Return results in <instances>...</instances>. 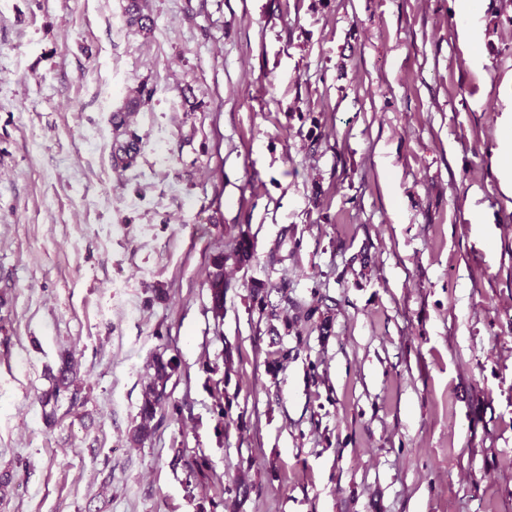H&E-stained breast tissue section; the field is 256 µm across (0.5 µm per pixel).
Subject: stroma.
Here are the masks:
<instances>
[{
	"label": "stroma",
	"instance_id": "stroma-1",
	"mask_svg": "<svg viewBox=\"0 0 512 512\" xmlns=\"http://www.w3.org/2000/svg\"><path fill=\"white\" fill-rule=\"evenodd\" d=\"M475 10L0 0V512H512V0ZM72 357L63 356L61 358V366L58 375L54 377L53 387L50 391L44 393L41 397L42 406L45 408L53 401V413L55 411V404L58 402V397L61 392L68 391L74 385ZM154 367V379L148 384L144 391L143 402L140 409L141 422L136 426L133 436L135 440L142 439L152 431L153 427L151 426V422L156 416L157 408H159L167 398L166 383L172 371L175 369L172 360L164 362L161 357L156 358ZM168 370H170V372Z\"/></svg>",
	"mask_w": 512,
	"mask_h": 512
}]
</instances>
